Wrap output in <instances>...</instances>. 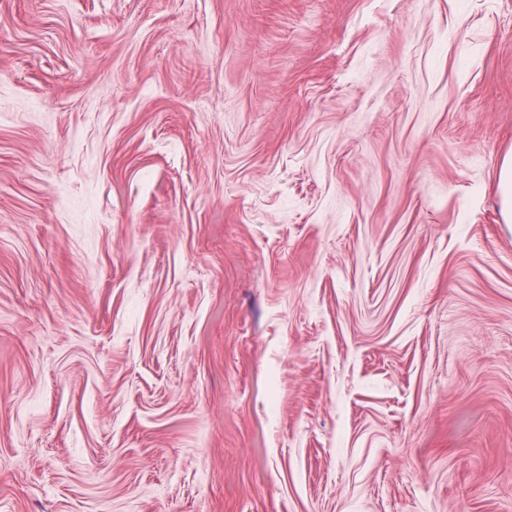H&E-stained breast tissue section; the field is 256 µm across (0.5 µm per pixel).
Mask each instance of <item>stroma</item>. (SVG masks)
<instances>
[{"label": "stroma", "mask_w": 512, "mask_h": 512, "mask_svg": "<svg viewBox=\"0 0 512 512\" xmlns=\"http://www.w3.org/2000/svg\"><path fill=\"white\" fill-rule=\"evenodd\" d=\"M512 0H0V512H512ZM501 212L505 223H512V155L506 156L499 170Z\"/></svg>", "instance_id": "stroma-1"}]
</instances>
